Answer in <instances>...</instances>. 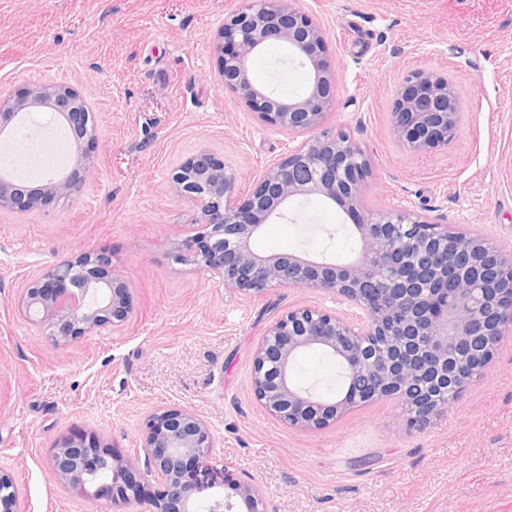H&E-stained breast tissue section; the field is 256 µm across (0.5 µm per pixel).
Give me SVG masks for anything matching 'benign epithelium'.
Here are the masks:
<instances>
[{
  "instance_id": "1",
  "label": "benign epithelium",
  "mask_w": 512,
  "mask_h": 512,
  "mask_svg": "<svg viewBox=\"0 0 512 512\" xmlns=\"http://www.w3.org/2000/svg\"><path fill=\"white\" fill-rule=\"evenodd\" d=\"M272 39L283 42L288 56L309 72L303 96L277 98L252 81L249 62ZM213 50L224 89L262 125L308 138L266 168L244 197L238 174L209 151L185 159L170 186L199 207V223L209 232L181 239V260L228 291L322 290L350 307L344 312L300 304L274 318L253 351L255 400L302 432L333 425L360 406L362 395L370 402L398 397L407 431L429 425L482 376L500 339L512 332V250L425 214L368 206L370 155L350 135L325 127L335 99V70L324 30L296 0H242L218 28ZM37 109L52 112L71 133L74 163L37 187L0 171V212H29L45 199H77L96 168L99 132L89 123V102L66 83H41L18 94L0 90V138L14 132L21 115ZM460 124L461 103L448 76L415 70L403 78L390 127L406 151L429 155L445 149ZM312 195L350 218L359 247L347 261L266 256L253 248L264 225L285 216L288 203ZM495 282L509 289L495 288ZM19 303L54 348L101 330L119 335L131 313L125 276L112 267L110 255L97 250L43 267L21 289ZM311 348L339 363L342 386L334 397L294 381L296 359ZM459 363L467 377L456 395L430 400L426 381L447 378ZM214 448L206 421L188 409L164 408L146 418L138 448L129 455L114 453L98 436L64 437L52 462L64 486L82 495L88 494L86 485L108 473L110 482L102 487L112 493V503L144 504L145 512H268L261 485L248 473L228 484L230 493L200 499L189 471L208 465ZM135 472L164 485V493L144 500ZM17 503L15 478L0 468V512H18Z\"/></svg>"
}]
</instances>
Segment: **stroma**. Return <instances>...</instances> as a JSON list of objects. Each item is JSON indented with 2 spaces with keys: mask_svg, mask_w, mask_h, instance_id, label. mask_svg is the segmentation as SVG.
Wrapping results in <instances>:
<instances>
[{
  "mask_svg": "<svg viewBox=\"0 0 512 512\" xmlns=\"http://www.w3.org/2000/svg\"><path fill=\"white\" fill-rule=\"evenodd\" d=\"M241 0H0V89L48 81L79 87L100 131L99 165L83 195L0 214V467L24 512H115L108 494L67 490L51 462L64 436L101 435L137 448L143 421L184 407L216 438L202 498L242 473L264 487L269 512H512V334L451 410L401 427L397 400L357 408L328 429L293 431L266 414L250 386L253 350L273 318L332 295L224 290L176 258L199 219L168 177L206 150L246 178L301 144L262 126L215 78L213 39ZM327 34L336 100L327 118L372 158L373 207L429 211L512 246V0H298ZM447 75L462 109L448 148L418 156L390 133L396 89L412 70ZM254 82L297 97L308 72L270 41ZM265 255L342 260L356 249L350 219L319 196L290 207L256 237ZM107 249L129 283L125 331L51 347L17 297L59 256ZM294 380L331 395L334 357L302 355Z\"/></svg>",
  "mask_w": 512,
  "mask_h": 512,
  "instance_id": "stroma-1",
  "label": "stroma"
}]
</instances>
